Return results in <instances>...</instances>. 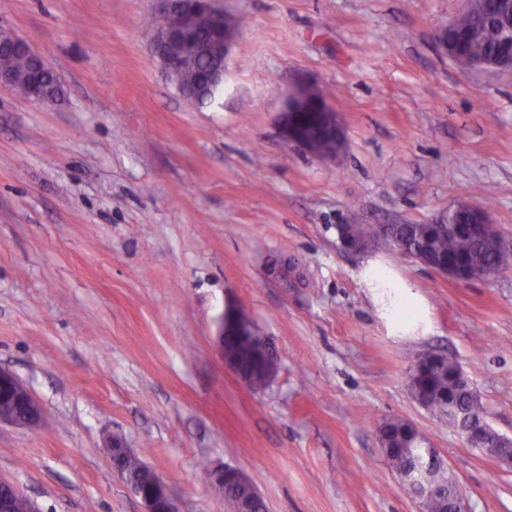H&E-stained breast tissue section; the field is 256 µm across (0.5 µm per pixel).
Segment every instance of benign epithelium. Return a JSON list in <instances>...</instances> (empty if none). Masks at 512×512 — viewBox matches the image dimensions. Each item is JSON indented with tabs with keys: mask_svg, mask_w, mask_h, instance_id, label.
Masks as SVG:
<instances>
[{
	"mask_svg": "<svg viewBox=\"0 0 512 512\" xmlns=\"http://www.w3.org/2000/svg\"><path fill=\"white\" fill-rule=\"evenodd\" d=\"M162 13L166 16L175 15L179 19V25L171 28L169 25H161L154 29L150 37L151 48L154 56L167 71L173 74L180 69L182 60L178 56L169 55L164 51L166 43L173 39H188L199 33L209 35L216 52L228 59L232 47L241 34V27L234 24L229 16L216 6V0H159ZM18 52L25 53L32 62V70L27 83L23 87V96L36 103H46L48 99L43 95V84L46 80H57V74L48 61L37 53L30 44L18 35L0 29V87L6 86L14 90L18 89L14 74L10 69L7 59ZM470 67L483 68L492 71H512V26H504L502 30V49L494 57H479L471 61ZM313 82L305 80L299 82L295 89L285 99L281 116L280 127L284 140L302 149L317 153L314 146L315 139L304 134L302 116L306 113H315L319 116L323 134L331 144V149L322 153L324 157L333 158L342 148L343 131L340 119L336 111L327 99L312 100L309 97V88ZM469 209L472 212V222L475 224H488V215L475 207L459 203L448 209V216L432 222V225L440 233L453 232L457 228L455 215ZM430 269L446 275L457 281H471L490 277V273L470 269L461 265L447 263L432 265ZM248 336L254 340L258 353H269L264 337L258 335L250 318L243 312L229 307L219 317L215 337V345L218 353L224 361V365L232 372H238L234 361L224 353V335L228 329ZM8 402H21L25 408V415L20 417L0 408V425L10 424L21 428H33L43 420V411L40 403L25 388L14 372L0 367V404ZM492 428L485 418H475L471 412H464L460 416L459 433L468 444L478 451L495 458L498 463L509 469L512 468V439L503 435H497L496 443L488 442V434ZM426 463H418L410 473L403 476L414 488L415 496L419 499L436 493L431 470L443 467V463L434 448L425 449ZM233 472L236 479L248 484L250 480L240 471L229 467L222 469L204 470L206 479L212 485L224 484V475ZM130 491L141 500L145 512H179L177 503L172 498L166 483L154 476L153 486L148 490L138 487H130ZM261 498L258 490L254 489L248 498L233 497L230 500L232 512H254V503Z\"/></svg>",
	"mask_w": 512,
	"mask_h": 512,
	"instance_id": "7a95c632",
	"label": "benign epithelium"
}]
</instances>
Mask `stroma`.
Instances as JSON below:
<instances>
[{
	"label": "stroma",
	"mask_w": 512,
	"mask_h": 512,
	"mask_svg": "<svg viewBox=\"0 0 512 512\" xmlns=\"http://www.w3.org/2000/svg\"><path fill=\"white\" fill-rule=\"evenodd\" d=\"M241 20L224 82L186 101L149 48L155 0H0V28L58 75L62 101L0 87V366L43 407L0 426V480L40 512H144L108 442L180 512H230L205 468H235L268 512H419L379 425L412 424L469 499L512 512V470L413 397L453 358L512 438V264L457 282L340 224H424L467 202L512 250V72H460L436 42L462 0H219ZM315 79L343 129L329 160L279 114ZM421 305L397 327L400 293ZM278 369L262 390L214 346L227 306ZM340 230L345 231L352 239L344 235L339 237ZM336 231L341 248L350 253L364 249L371 241L376 240L380 235L378 230L369 224L338 225V227H336ZM360 242L363 243V248ZM110 450L112 452L113 463L116 467L119 466L122 457L125 454H127V457L125 458L123 463V467L124 470L126 471V474L134 479H137L139 482L143 484L150 482L153 474L146 469L144 464L140 461V459L137 456L129 455L130 450L127 446L125 439L122 436H112Z\"/></svg>",
	"instance_id": "1"
}]
</instances>
